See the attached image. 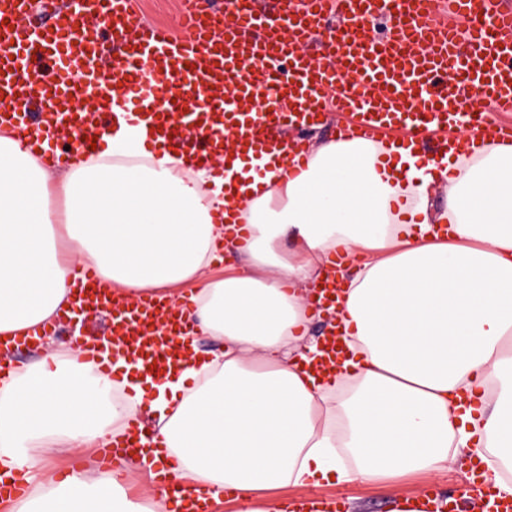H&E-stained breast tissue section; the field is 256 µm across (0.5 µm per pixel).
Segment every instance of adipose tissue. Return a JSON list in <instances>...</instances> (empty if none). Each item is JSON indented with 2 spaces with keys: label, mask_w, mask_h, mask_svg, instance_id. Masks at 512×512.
<instances>
[{
  "label": "adipose tissue",
  "mask_w": 512,
  "mask_h": 512,
  "mask_svg": "<svg viewBox=\"0 0 512 512\" xmlns=\"http://www.w3.org/2000/svg\"><path fill=\"white\" fill-rule=\"evenodd\" d=\"M223 161L224 180L164 146L151 120L121 124L66 174L63 260L50 169L0 125L5 345L71 304L77 267L124 303L173 305L193 283L195 333L224 343L210 359L189 343L156 378L121 356L105 375L52 348L0 379V471L25 485L16 512H167L164 490L142 503L123 490L159 463L210 503L234 488L239 512H279L263 490L432 475L471 455L512 496V143L433 162L414 145L340 138L287 170ZM224 246L235 270L209 276ZM335 277L328 330L344 348L317 374L323 341L308 333L325 308L310 286ZM137 416L153 437L136 461L51 472V456L110 445Z\"/></svg>",
  "instance_id": "ef3b65f1"
}]
</instances>
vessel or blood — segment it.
I'll list each match as a JSON object with an SVG mask.
<instances>
[{
	"instance_id": "b4317fda",
	"label": "vessel or blood",
	"mask_w": 512,
	"mask_h": 512,
	"mask_svg": "<svg viewBox=\"0 0 512 512\" xmlns=\"http://www.w3.org/2000/svg\"><path fill=\"white\" fill-rule=\"evenodd\" d=\"M462 24L440 16L439 0H307L304 13L283 9L276 19L255 0H223L208 11L203 0H179L178 28L140 23L132 0H78L72 13L55 9L50 27L31 32L24 23L29 0H0V103L24 131L37 125L65 128L72 104L63 95L54 111L39 107L45 68L58 80L88 72L97 85L109 62L117 97L148 106L162 95L161 138L173 148L210 162L233 142L238 153L261 162L267 155L299 164L307 155L299 131L325 113L347 115L353 138H433L440 151L464 148L451 138L459 115L472 132L508 140L512 124V9L494 0H454ZM390 15L388 37L371 38L365 25ZM112 23V48L94 42L102 21ZM321 40L319 56L304 46ZM179 89L176 100L165 99ZM104 107L84 113L67 151L46 150L47 163L74 164L91 153L90 139L110 134ZM80 273L84 300L99 307L107 297ZM111 305V304H108ZM112 307V338L119 355L141 362L145 373L164 371L182 356L180 332L187 308L172 309L145 296ZM131 438L102 449L103 461L129 455L142 429L128 419ZM345 499L318 492L288 501L284 512H346Z\"/></svg>"
}]
</instances>
